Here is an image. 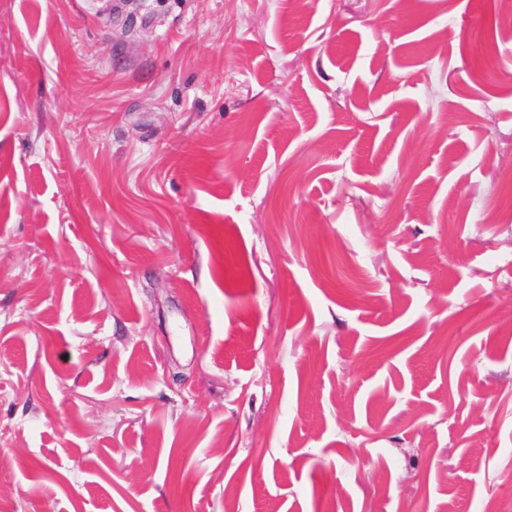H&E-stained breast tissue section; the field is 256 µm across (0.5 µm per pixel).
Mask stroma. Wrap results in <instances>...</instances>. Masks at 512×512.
<instances>
[{"instance_id":"obj_1","label":"stroma","mask_w":512,"mask_h":512,"mask_svg":"<svg viewBox=\"0 0 512 512\" xmlns=\"http://www.w3.org/2000/svg\"><path fill=\"white\" fill-rule=\"evenodd\" d=\"M509 15L0 0V512L500 498Z\"/></svg>"}]
</instances>
